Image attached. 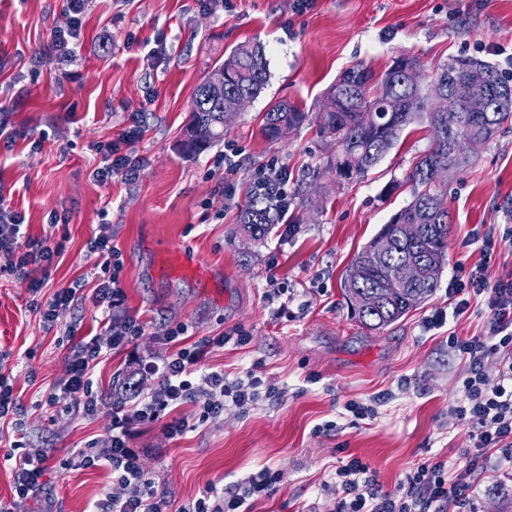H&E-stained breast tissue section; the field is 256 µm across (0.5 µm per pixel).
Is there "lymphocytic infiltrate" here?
Returning <instances> with one entry per match:
<instances>
[{
  "mask_svg": "<svg viewBox=\"0 0 512 512\" xmlns=\"http://www.w3.org/2000/svg\"><path fill=\"white\" fill-rule=\"evenodd\" d=\"M87 6L88 0H65L70 23L50 36L61 63H69L74 57L72 43L79 37ZM142 135L143 128L136 123L118 138L98 143L95 150L102 157V165L94 171L96 179L108 182L139 178L143 161L129 154L127 148ZM21 226V217L0 201V256L5 259L4 268L27 278L29 290L35 294L43 287V273L62 256L64 246L50 232L29 241L27 250L18 251ZM448 295L455 302L456 314L466 312L471 300L481 296L490 311L486 335L449 339L467 365L461 395L451 407L473 441L465 467L457 470L447 460L430 458L407 472L393 491L382 492L373 488L368 465L360 458H351L338 466L331 478L343 492L336 512H468L475 492L472 473L512 464V277L489 281L486 267L481 264L470 271L466 280H452ZM92 302L105 310L101 331L70 345L65 355L67 374L58 391L49 392L46 397L47 405L52 407L58 394H67L72 410L86 417L95 416L102 402L100 391L94 387L95 366L108 353L126 348L146 330L145 323L124 311L125 292L118 273H111L98 283ZM186 333L182 326L168 335V342L176 344L177 349L166 358L140 359L142 374L152 378L154 385L147 392L135 391L129 403L114 409L108 445L102 448L91 441L73 450L69 465L104 468L112 476V490L96 502V512H165L167 504L152 489L144 454L132 445L134 425L159 421L169 437L176 438L191 426L220 415L226 405L242 408L257 399L258 378L251 376L229 383L222 372L207 369V358L223 347V337L208 336L183 347L179 340ZM491 360L498 366L493 378L485 373V365ZM186 404L196 408L195 420L174 417V410ZM13 448L14 492L20 498L35 496L44 488L41 478L49 455L25 450L20 440L14 442ZM277 481V473L265 468L234 489L206 492L180 506L178 512H250L255 500L272 494Z\"/></svg>",
  "mask_w": 512,
  "mask_h": 512,
  "instance_id": "1",
  "label": "lymphocytic infiltrate"
}]
</instances>
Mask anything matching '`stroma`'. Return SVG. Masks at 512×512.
<instances>
[{
    "mask_svg": "<svg viewBox=\"0 0 512 512\" xmlns=\"http://www.w3.org/2000/svg\"><path fill=\"white\" fill-rule=\"evenodd\" d=\"M68 24L62 0H0V197L24 219L19 245L43 237L52 216L67 220L64 253L41 292L0 273V377L24 406L28 450L51 454L44 493L15 497L9 454L17 434L0 423V503L12 512H92L112 489L107 472L63 462L90 439L107 445L113 388L134 373L133 355L171 354L165 337L179 325L195 341L226 335L209 367L229 382L254 374L281 398L226 406L177 439L161 424L138 426L133 445L145 452L153 489L172 512L264 468L280 480L251 512H332L340 493L328 481L346 455L367 463L387 492L425 459L464 462L469 432L450 407L467 365L448 338L485 335L488 309L480 298L455 314L448 284L482 263L490 279L512 275V123L448 179L452 225L434 295L379 331L352 318L341 277L410 202L405 179L430 145L427 124L408 126L350 183L329 170L315 129L272 144L260 126L274 102L315 110L344 70L362 64L379 74L402 54L418 58L428 77L462 56L512 77V0H315L302 13L296 0H223L215 8L203 0H89L70 66L49 47L51 32ZM253 42L265 48L264 90L237 113L223 143L183 154L178 144L198 83L236 46ZM135 117L144 130L130 146L144 160L140 178L96 181L95 143L117 137ZM228 143L241 151L229 204L215 164ZM273 158L290 173L293 202L318 196L323 208L246 246L239 214L255 169ZM100 232L111 235L123 261L126 312L147 327L96 367L103 407L85 418L70 411L68 395L59 394L55 410L45 396L66 375L69 333L96 326L90 297L105 271L87 241ZM489 234L498 244L487 259L481 248ZM272 277L288 290V320L276 319L266 299ZM78 284L82 301L46 327L32 301ZM439 311L445 324L430 325ZM351 401L374 404L373 418H355ZM473 479V512H512V469Z\"/></svg>",
    "mask_w": 512,
    "mask_h": 512,
    "instance_id": "35a3bbf8",
    "label": "stroma"
}]
</instances>
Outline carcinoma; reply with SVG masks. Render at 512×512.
<instances>
[{"mask_svg": "<svg viewBox=\"0 0 512 512\" xmlns=\"http://www.w3.org/2000/svg\"><path fill=\"white\" fill-rule=\"evenodd\" d=\"M472 78H482L490 85L494 102L488 110L469 112L463 106L457 112L433 109L434 93L449 89L462 97ZM267 82L262 45L244 44L232 51L196 87L185 128L187 136L180 143L182 151L197 156L217 145L224 139V107L242 98L257 97ZM507 86L509 82L499 71L480 59L459 69L450 63L425 84H410L391 67L377 76L358 65L345 71L325 92L318 112L312 114L296 104L279 101L264 113L261 135L270 143L279 141L283 127L316 126L318 136L332 150L328 168L347 171L350 180L365 176L415 121L426 119L434 131L430 146L417 157L406 178L412 200L380 230L394 239L392 251L378 257L366 245L342 273L343 294L357 322L366 329L377 331L397 322L423 304L437 287L427 271L442 266L451 224L449 211L434 207L436 198L445 192L437 173L445 168L462 170L469 164L451 156V138H467L475 157L502 125L512 122V107L502 108L495 102L500 89ZM288 220L274 200L253 196L240 213L241 232L253 241L262 239L272 225ZM402 224L419 225L420 237L415 241L402 238ZM409 262L421 267L422 277L404 284L401 270Z\"/></svg>", "mask_w": 512, "mask_h": 512, "instance_id": "1", "label": "carcinoma"}]
</instances>
